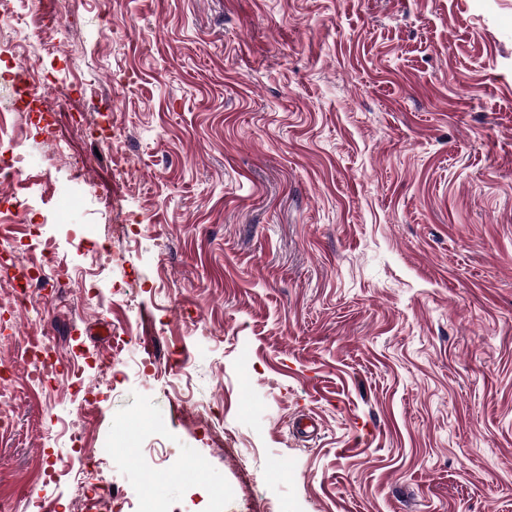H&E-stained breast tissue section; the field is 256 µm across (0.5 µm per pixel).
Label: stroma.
<instances>
[{"mask_svg": "<svg viewBox=\"0 0 512 512\" xmlns=\"http://www.w3.org/2000/svg\"><path fill=\"white\" fill-rule=\"evenodd\" d=\"M47 29L12 191L98 297L0 265V506L512 512V0H11L0 56ZM53 250L47 248L44 254L43 263L40 266L18 268L20 275L14 277L12 284V294L9 306L11 308H25L31 303L32 292L34 288H42L45 294L49 296L55 293L56 289L64 288L72 280L68 268L61 263H53ZM52 269L51 277H46L43 273L44 268ZM25 356L29 361L30 369L28 374L32 381L43 385L46 379L58 373L57 367L51 372H44L42 370L41 361L44 357L49 356L45 338L36 341L28 340L25 345Z\"/></svg>", "mask_w": 512, "mask_h": 512, "instance_id": "obj_1", "label": "stroma"}]
</instances>
